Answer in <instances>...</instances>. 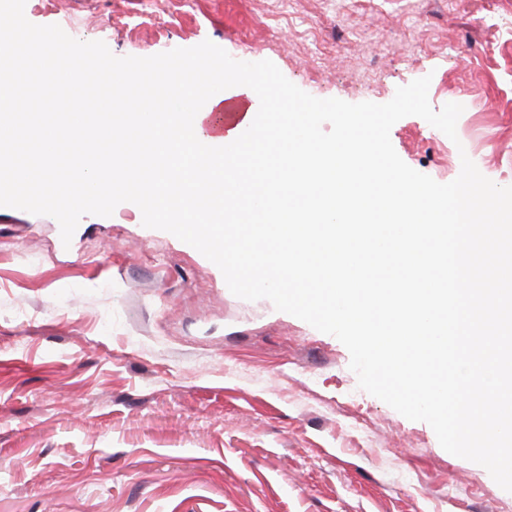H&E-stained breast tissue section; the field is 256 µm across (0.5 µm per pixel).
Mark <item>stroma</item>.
Masks as SVG:
<instances>
[{
    "mask_svg": "<svg viewBox=\"0 0 512 512\" xmlns=\"http://www.w3.org/2000/svg\"><path fill=\"white\" fill-rule=\"evenodd\" d=\"M26 18L118 57L211 41L306 93L390 101L427 76L457 140L396 122L400 158L462 157L512 186V0H26ZM334 336L234 296L135 204L0 207V512H512V492L427 423L361 390Z\"/></svg>",
    "mask_w": 512,
    "mask_h": 512,
    "instance_id": "1",
    "label": "stroma"
}]
</instances>
